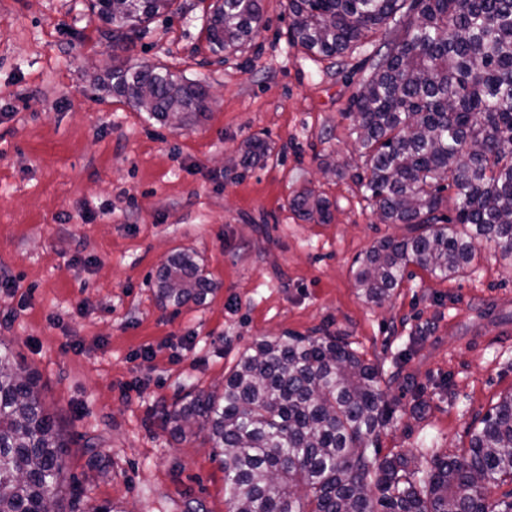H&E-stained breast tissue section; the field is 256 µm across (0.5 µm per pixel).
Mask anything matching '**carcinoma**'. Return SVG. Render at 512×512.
<instances>
[{
    "mask_svg": "<svg viewBox=\"0 0 512 512\" xmlns=\"http://www.w3.org/2000/svg\"><path fill=\"white\" fill-rule=\"evenodd\" d=\"M176 0H95L112 44L139 36ZM292 43L338 58L384 36L385 52L348 114L383 224L413 234L378 241L358 260L355 286L381 304L416 263L448 279L498 250L512 270V0H288ZM260 0H216L206 27L215 54L236 52L262 27ZM112 94L170 121L207 109L204 86L165 67L117 66ZM249 139L244 167L265 159ZM452 189L451 195L444 191ZM291 208L326 222L327 201L306 190ZM215 291L197 255L168 258L157 275L164 306L201 304ZM391 407L377 367L337 336H274L237 358L219 395L201 392L168 417L184 439L207 430L224 467L227 512H512L489 485L512 483V392L469 428L468 446L418 472L406 457L378 460ZM66 442L37 381L0 338V512H59Z\"/></svg>",
    "mask_w": 512,
    "mask_h": 512,
    "instance_id": "obj_1",
    "label": "carcinoma"
}]
</instances>
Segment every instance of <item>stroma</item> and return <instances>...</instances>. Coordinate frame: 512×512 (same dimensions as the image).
Listing matches in <instances>:
<instances>
[{
  "label": "stroma",
  "mask_w": 512,
  "mask_h": 512,
  "mask_svg": "<svg viewBox=\"0 0 512 512\" xmlns=\"http://www.w3.org/2000/svg\"><path fill=\"white\" fill-rule=\"evenodd\" d=\"M117 50L90 0H0V336L36 377L70 444L61 512H226L224 468L203 434L165 414L210 390L265 336H339L378 366L393 414L380 456L422 469L468 444L471 422L512 391V270L481 245L454 279L412 265L368 303L355 258L380 223L354 176L348 104L381 42L323 59L294 47L288 0L217 58L206 0H178ZM165 65L202 84L192 124L153 119L103 84L116 65ZM266 141L242 169L240 148ZM314 189L321 224L289 203ZM194 250L217 289L162 307L154 279ZM267 154V144L262 139L254 137L247 140L241 148V161L244 168H247L265 159Z\"/></svg>",
  "instance_id": "1"
}]
</instances>
